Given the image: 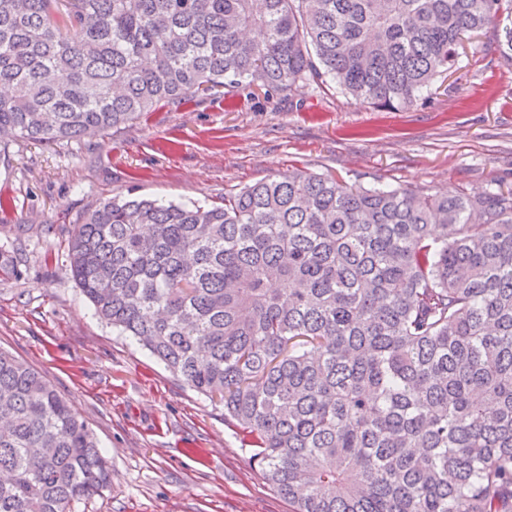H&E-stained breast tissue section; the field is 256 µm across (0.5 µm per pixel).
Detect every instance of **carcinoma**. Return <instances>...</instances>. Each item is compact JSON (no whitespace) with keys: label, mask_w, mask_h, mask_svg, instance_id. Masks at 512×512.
Here are the masks:
<instances>
[{"label":"carcinoma","mask_w":512,"mask_h":512,"mask_svg":"<svg viewBox=\"0 0 512 512\" xmlns=\"http://www.w3.org/2000/svg\"><path fill=\"white\" fill-rule=\"evenodd\" d=\"M488 28L512 62V0H0V138L299 81L404 108ZM67 262L101 319L219 399L293 512H512V189L296 168L211 203L106 200ZM0 420V512L111 485L85 421L2 350Z\"/></svg>","instance_id":"carcinoma-1"}]
</instances>
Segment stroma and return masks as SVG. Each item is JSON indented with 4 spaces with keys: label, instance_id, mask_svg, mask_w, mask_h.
<instances>
[{
    "label": "stroma",
    "instance_id": "obj_1",
    "mask_svg": "<svg viewBox=\"0 0 512 512\" xmlns=\"http://www.w3.org/2000/svg\"><path fill=\"white\" fill-rule=\"evenodd\" d=\"M296 167L426 194L511 188L512 67L480 31L396 111L303 82L270 98L164 104L77 142L0 140V250L21 270L0 282V349L70 400L112 465L111 487L73 512H290L223 406L95 316L65 251L105 200L208 202Z\"/></svg>",
    "mask_w": 512,
    "mask_h": 512
}]
</instances>
